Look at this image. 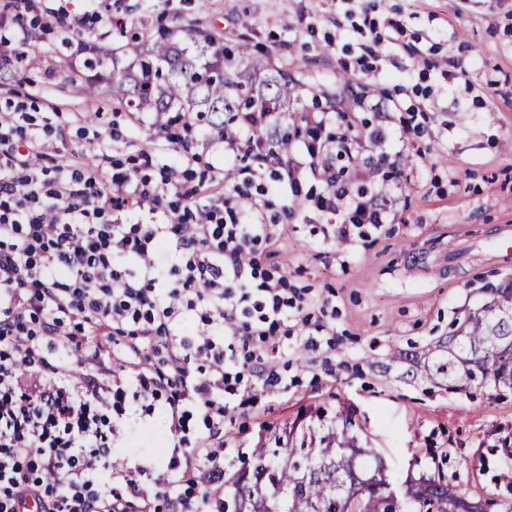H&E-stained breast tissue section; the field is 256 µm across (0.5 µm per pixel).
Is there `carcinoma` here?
Returning a JSON list of instances; mask_svg holds the SVG:
<instances>
[{"label":"carcinoma","instance_id":"carcinoma-1","mask_svg":"<svg viewBox=\"0 0 512 512\" xmlns=\"http://www.w3.org/2000/svg\"><path fill=\"white\" fill-rule=\"evenodd\" d=\"M180 43L164 33L146 45L133 39L124 62L104 42L94 45L85 60L94 80L84 86L94 100L101 86L112 101L138 112H152L157 124L179 116L205 124L224 136V114L261 108L288 118L299 128L294 107L298 80L272 70L245 42L225 49L223 39L200 37L187 31ZM512 281L493 290L483 307L470 312L448 340L439 341L419 356L397 352L422 378L458 384L512 389ZM319 427L308 440L289 443L284 452L259 443L251 450L252 463L234 477L227 494L232 512H470L476 496L444 476L422 474L421 486L406 503L393 501L373 487L372 479L385 470L381 456L363 444L361 426L347 414L341 424Z\"/></svg>","mask_w":512,"mask_h":512}]
</instances>
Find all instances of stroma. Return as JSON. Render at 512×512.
I'll return each mask as SVG.
<instances>
[{
  "instance_id": "1",
  "label": "stroma",
  "mask_w": 512,
  "mask_h": 512,
  "mask_svg": "<svg viewBox=\"0 0 512 512\" xmlns=\"http://www.w3.org/2000/svg\"><path fill=\"white\" fill-rule=\"evenodd\" d=\"M383 23L399 14L411 50L380 63L375 73L346 75L338 60L357 51L351 27H337L343 0H40L34 30L37 59L17 55L0 85L7 103H33L43 112L81 113L54 141L77 154L125 168L150 152L149 175L174 164L176 148L128 111L81 94L87 79L78 34L64 35L55 19H85L92 40L126 57L131 32L154 40L159 31L194 28L245 41L269 66L297 77L301 108H328L344 80L356 94L400 91L425 106L421 134L409 145L391 139L358 156L360 166L395 158L400 177L384 201L396 223L367 238L325 240L315 208L295 211L261 265L286 272L306 300H328L335 352L307 350L290 337L284 393H261L224 419V472L251 459L259 439L311 412L345 407L380 453L393 487L407 473L443 472L474 494L512 502V390L462 386L452 390L408 376L394 352L417 353L450 332L490 299L512 271L492 260L489 241L512 225V0H371ZM436 61V69L425 60ZM461 68L463 76L444 79ZM167 421L157 412H130L112 450L115 470L138 463L162 467Z\"/></svg>"
}]
</instances>
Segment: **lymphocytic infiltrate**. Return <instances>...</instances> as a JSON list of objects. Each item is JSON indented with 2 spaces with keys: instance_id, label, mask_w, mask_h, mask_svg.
Masks as SVG:
<instances>
[{
  "instance_id": "obj_1",
  "label": "lymphocytic infiltrate",
  "mask_w": 512,
  "mask_h": 512,
  "mask_svg": "<svg viewBox=\"0 0 512 512\" xmlns=\"http://www.w3.org/2000/svg\"><path fill=\"white\" fill-rule=\"evenodd\" d=\"M353 15L344 12L360 53L340 67L367 75L397 55L404 22ZM275 119L238 113L229 149L240 183L215 198L210 179L191 178L193 130L165 135L180 148L178 166L156 179L115 169L107 193L94 172L51 159L26 104L0 113V512L30 499L42 512H147L155 498L168 512H224L228 399L287 391L273 349L303 310L287 278L261 267L260 246L282 227L267 220L269 188L250 158L272 161L277 187L291 190L293 206L314 202L339 241L394 221L375 201L390 174L356 162L385 142V127L337 133L335 113H308L312 135L296 157L272 138ZM336 155L346 166H334ZM353 178L368 189L352 190ZM310 180L321 193L304 191ZM145 210L146 223L136 218ZM134 406L167 418L170 458L149 492L142 468L108 474ZM191 467L201 483L184 480Z\"/></svg>"
}]
</instances>
